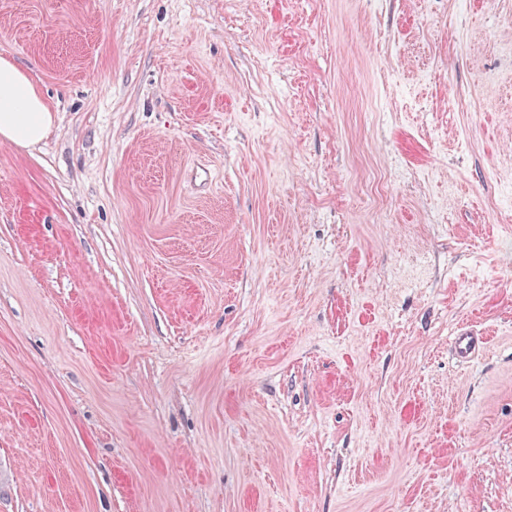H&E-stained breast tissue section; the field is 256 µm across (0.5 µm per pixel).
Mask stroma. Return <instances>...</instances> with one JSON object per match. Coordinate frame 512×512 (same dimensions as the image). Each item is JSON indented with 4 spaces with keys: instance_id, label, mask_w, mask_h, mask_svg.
<instances>
[{
    "instance_id": "obj_1",
    "label": "stroma",
    "mask_w": 512,
    "mask_h": 512,
    "mask_svg": "<svg viewBox=\"0 0 512 512\" xmlns=\"http://www.w3.org/2000/svg\"><path fill=\"white\" fill-rule=\"evenodd\" d=\"M1 55L57 120L0 512H512V0H0Z\"/></svg>"
}]
</instances>
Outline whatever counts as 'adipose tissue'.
<instances>
[{"instance_id":"1","label":"adipose tissue","mask_w":512,"mask_h":512,"mask_svg":"<svg viewBox=\"0 0 512 512\" xmlns=\"http://www.w3.org/2000/svg\"><path fill=\"white\" fill-rule=\"evenodd\" d=\"M53 124L54 114L31 76L0 56V139L30 149L47 137Z\"/></svg>"}]
</instances>
